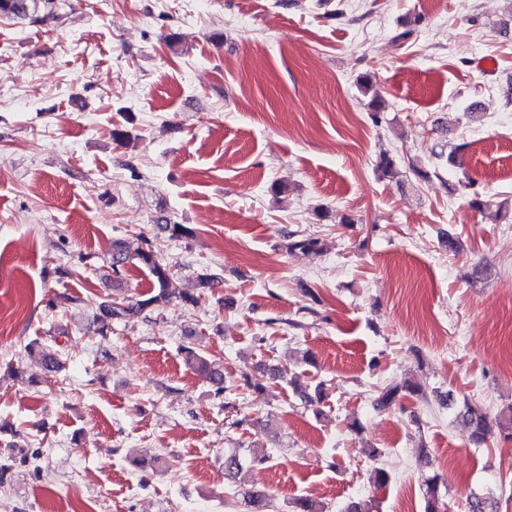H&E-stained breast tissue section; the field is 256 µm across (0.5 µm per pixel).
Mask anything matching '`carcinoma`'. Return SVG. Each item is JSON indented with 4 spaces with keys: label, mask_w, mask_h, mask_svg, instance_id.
I'll list each match as a JSON object with an SVG mask.
<instances>
[{
    "label": "carcinoma",
    "mask_w": 512,
    "mask_h": 512,
    "mask_svg": "<svg viewBox=\"0 0 512 512\" xmlns=\"http://www.w3.org/2000/svg\"><path fill=\"white\" fill-rule=\"evenodd\" d=\"M60 0H0V15L17 16L29 19L32 24H43L58 17ZM321 249L320 239L313 236L297 237L288 235V250L318 251ZM135 263L147 269L153 279L156 294L135 301L126 302L107 299L98 306L99 314L96 322L98 331L104 333L112 329V322H121L152 309L161 301L180 300L184 303L195 304L199 296L179 290L167 264L152 246L138 249L135 253L128 252L125 244L117 241L112 245V261L109 269L112 281L117 283L127 266ZM185 364L197 375L223 390L224 374L216 365L195 347H181ZM421 388L410 380L401 385L383 389L374 399V407L378 411H387L397 404L404 396L419 395ZM458 416L470 429V441L476 447L487 445L489 438L494 435L495 428L501 426L500 419H493L481 406L464 402L458 411ZM440 480L431 479L428 484L425 512H445L444 503L439 498ZM468 512H499L498 499L490 496L471 494L468 498Z\"/></svg>",
    "instance_id": "1"
}]
</instances>
